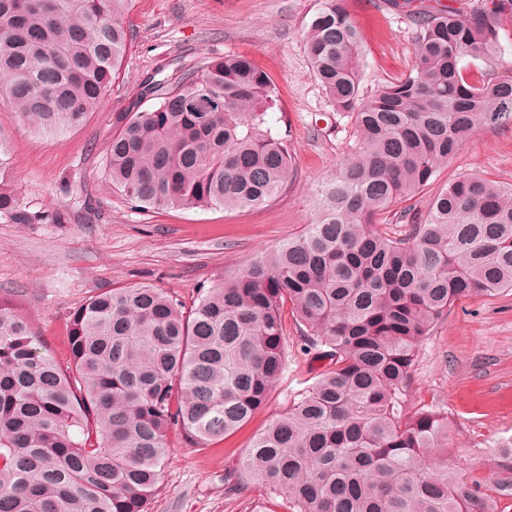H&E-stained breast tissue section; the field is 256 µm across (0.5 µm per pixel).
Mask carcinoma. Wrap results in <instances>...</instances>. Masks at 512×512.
Returning a JSON list of instances; mask_svg holds the SVG:
<instances>
[{"instance_id": "cac0c4a2", "label": "carcinoma", "mask_w": 512, "mask_h": 512, "mask_svg": "<svg viewBox=\"0 0 512 512\" xmlns=\"http://www.w3.org/2000/svg\"><path fill=\"white\" fill-rule=\"evenodd\" d=\"M128 2L0 0V99L34 133L74 129L99 106L129 45ZM413 2L412 68L370 96L345 0H325L306 31L311 68L358 140L301 234L190 305L151 285L91 296L69 314L64 363L0 300V512H147L172 431L206 447L267 405L288 361V304L329 363L255 437L228 490L268 488L289 512H504L512 486L495 498L449 471L436 456L447 420L406 402L417 349L449 309L512 292V187L462 175L398 235L377 219L479 128L512 120V69L475 82L460 66L494 61L512 0ZM276 102L246 56L148 77L113 122L112 186L144 210L268 204L292 177L266 119ZM0 217L41 221L2 178ZM492 466L512 474V439Z\"/></svg>"}]
</instances>
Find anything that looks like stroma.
Wrapping results in <instances>:
<instances>
[{"label":"stroma","mask_w":512,"mask_h":512,"mask_svg":"<svg viewBox=\"0 0 512 512\" xmlns=\"http://www.w3.org/2000/svg\"><path fill=\"white\" fill-rule=\"evenodd\" d=\"M324 0H131L124 22L131 45L120 76L79 128L39 136L0 104V175L13 181L39 224L0 219V298L11 300L58 360L66 358L67 318L90 296L148 284L192 302L242 271L256 257L299 234L315 217V198L358 137L316 79L304 35ZM362 35L361 88L407 74L416 26L392 0H348ZM246 55L277 94L267 119L285 137L293 178L265 206L136 209L105 169L112 124L127 111L147 76L174 79L204 58ZM476 175L512 185V125L486 126L444 164L433 181L383 216L389 233L423 216L452 179ZM288 367L267 405L223 441L206 448L175 436L160 489L148 512H253L275 500L257 485L230 492L236 470L260 433L325 363L285 319ZM409 403L428 405L448 421V466L495 494L505 476L491 465L492 444L512 438V294L455 303L420 346Z\"/></svg>","instance_id":"1"}]
</instances>
